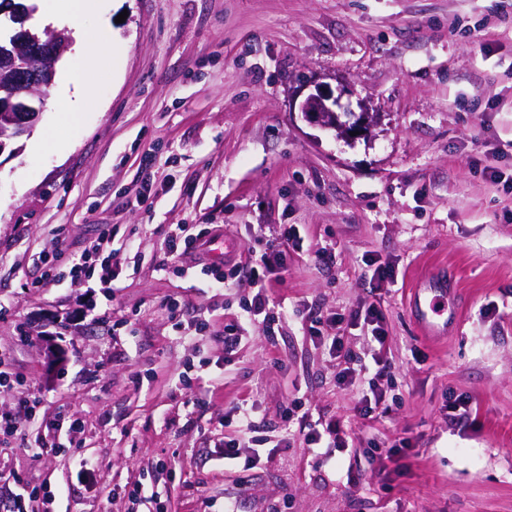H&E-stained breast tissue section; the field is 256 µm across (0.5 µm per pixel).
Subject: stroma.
I'll return each instance as SVG.
<instances>
[{
	"mask_svg": "<svg viewBox=\"0 0 512 512\" xmlns=\"http://www.w3.org/2000/svg\"><path fill=\"white\" fill-rule=\"evenodd\" d=\"M112 54L97 112L55 126L54 96L79 66L66 44L30 134L0 149V350L20 384L0 413L41 399L26 440L79 419L69 447L0 445V503L17 486L39 512H512V0H86ZM125 22H118V15ZM317 81L342 111L373 115L356 139L308 123L293 91ZM173 224L227 225L203 267L166 252ZM299 229L271 292L276 336L242 321L245 282L212 287L209 265L248 264ZM120 246L98 279L31 282L48 251ZM334 251L333 261L318 258ZM395 271L380 280L379 264ZM445 281L453 317L424 334L409 308L423 276ZM180 303L170 311V300ZM377 304L393 368L376 418L355 412L369 381L339 385L308 315ZM241 341L225 349L228 325ZM470 417L450 419L449 394ZM254 403L287 448L249 488L203 448L230 433V402ZM341 420L350 457L319 465L297 421ZM410 446L390 460L387 442Z\"/></svg>",
	"mask_w": 512,
	"mask_h": 512,
	"instance_id": "35a3bbf8",
	"label": "stroma"
}]
</instances>
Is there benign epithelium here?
Masks as SVG:
<instances>
[{
  "mask_svg": "<svg viewBox=\"0 0 512 512\" xmlns=\"http://www.w3.org/2000/svg\"><path fill=\"white\" fill-rule=\"evenodd\" d=\"M58 49L52 41H43L33 36L29 31H20L16 40L0 46V68L10 72V90L4 99L0 100V112L9 113L10 125L18 134L29 132L36 121L39 112L30 104V98L53 81L54 65ZM330 95L319 90L308 95L299 103V111L305 118L339 132L345 138L350 133H362L368 129L367 116H359L349 124L340 120L327 102Z\"/></svg>",
  "mask_w": 512,
  "mask_h": 512,
  "instance_id": "obj_1",
  "label": "benign epithelium"
}]
</instances>
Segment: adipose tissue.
Returning a JSON list of instances; mask_svg holds the SVG:
<instances>
[{"mask_svg":"<svg viewBox=\"0 0 512 512\" xmlns=\"http://www.w3.org/2000/svg\"><path fill=\"white\" fill-rule=\"evenodd\" d=\"M44 24L65 26L75 37V50L82 59L73 68L55 96V112L60 123L70 124L87 111L98 109L94 94L98 78L97 63L112 52V35L104 28L94 31L84 26L82 0H56L55 7L43 15Z\"/></svg>","mask_w":512,"mask_h":512,"instance_id":"1","label":"adipose tissue"}]
</instances>
